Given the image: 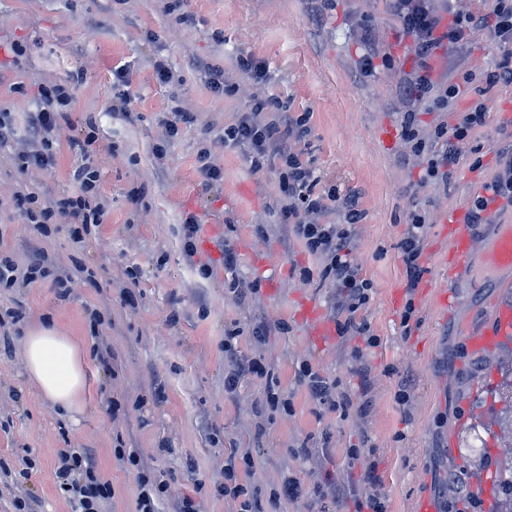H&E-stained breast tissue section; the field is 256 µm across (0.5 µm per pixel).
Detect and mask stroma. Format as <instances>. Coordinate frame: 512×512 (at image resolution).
I'll return each mask as SVG.
<instances>
[{"label":"stroma","instance_id":"stroma-1","mask_svg":"<svg viewBox=\"0 0 512 512\" xmlns=\"http://www.w3.org/2000/svg\"><path fill=\"white\" fill-rule=\"evenodd\" d=\"M370 21L379 48L402 59L397 22L385 0H183L168 13L161 0H0V115L16 141L27 138L28 113L40 109L39 86L70 81L75 99L72 127L95 122L101 144L94 154L109 217L85 245L59 230L46 248L58 261L79 257L84 270L67 297L52 278L20 288H0V311L17 323L0 329V461L13 475L0 481V512H71L56 485L60 453L88 449L109 480L114 496L106 512H136L141 469L169 485L171 495H193L201 512H227L214 488L223 483L224 451L255 450L253 479L261 484L293 473L308 484L325 477L349 480L344 460L360 448L362 462L379 459L380 487L389 512H414L428 499L436 512H486L485 502L452 491L451 475L472 472L467 448L474 436L501 456L494 419L501 403L481 400L483 384L512 383V356L504 350L477 354L468 348L469 325L512 301L502 276L480 264L448 276L447 214L470 207L497 171L501 151L512 147V117L503 106L512 90L491 91L490 121L462 148L447 187L425 184L422 171L400 140V68L363 69L366 50L359 28ZM26 46L10 53L12 42ZM251 57L260 78L239 71ZM164 65L171 82L156 78ZM220 66L237 85L219 98L207 87L208 71ZM129 79L128 115L113 112V74ZM278 99L295 113H309L305 157L319 190L355 196L363 219L350 259L372 284L371 299L358 313L380 343L334 335L329 316L333 293L318 275L317 260L288 233L280 214L274 168L253 171L249 149L224 144V129L248 111L252 95ZM192 113L193 123L169 148L158 167L152 145L174 110ZM210 144L224 181L205 188L197 154ZM12 146L0 147V249L26 263L31 233L13 205L16 193L45 198L72 191L78 162L67 139L54 146L52 176L22 173ZM481 167H474V160ZM415 210L430 212L424 245L426 272L416 292V316L403 327L405 269L399 244ZM201 222L197 253L186 262L180 235L184 212ZM237 255L224 268V249ZM310 268L303 282L296 269ZM260 282L256 295L240 296L231 283ZM132 290L134 303L124 292ZM448 290L456 300L443 309L434 298ZM104 317L91 328L89 314ZM287 333L275 331L277 322ZM51 322L75 339L86 355L85 407L77 418L44 401L25 373L22 343L28 331ZM270 325L262 347L250 331ZM330 329L325 341L318 326ZM239 327L237 352L262 354L281 391L294 400L292 416L277 418L258 435L256 406L266 392L262 379L224 392V331ZM340 380L361 413L341 418L298 387L302 362ZM406 401H398V391ZM370 435L376 450L361 448ZM328 447L326 466L301 460V442ZM137 450L141 468L115 457ZM27 476H20L24 462Z\"/></svg>","mask_w":512,"mask_h":512}]
</instances>
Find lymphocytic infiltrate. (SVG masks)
Segmentation results:
<instances>
[{
	"label": "lymphocytic infiltrate",
	"instance_id": "lymphocytic-infiltrate-1",
	"mask_svg": "<svg viewBox=\"0 0 512 512\" xmlns=\"http://www.w3.org/2000/svg\"><path fill=\"white\" fill-rule=\"evenodd\" d=\"M397 18L400 31L409 41L408 50L414 65L404 73L401 102L404 106L400 123L401 137L414 157L425 165L428 180L447 185L460 156V146L485 128L490 119L486 94L496 87L512 88V53L504 55L491 66H471L449 73L435 72L431 61L437 50H454L470 43L480 32L492 33L500 43L512 44V0H490L485 10L457 9V0H388ZM38 96L43 109L29 113L30 140L14 154L19 169L25 172H49L55 166L56 143L64 110L74 100L66 81L40 86ZM426 106L450 113L451 121L436 124L430 135H421L417 110ZM310 133L308 114L293 115L287 106L271 98L253 96L252 107L233 125L225 128V142L244 145L249 149L251 166L261 171L269 162H277L281 215L289 233L300 239L306 251L321 262L320 276L331 282L335 293L331 305L339 335H358L368 346H376L377 336L370 332L366 321L357 319V312L368 299L370 284L359 276L349 260L351 244L360 214L355 201L336 192L318 193V178L300 148ZM99 140L94 122H87L78 133L71 135L70 144L79 152L80 160L73 169L75 192H66L47 199L36 192L20 194L16 207L23 213L40 239L68 225L73 243L84 244L95 236L108 216L100 190V172L91 160V150ZM340 209L345 213L341 224L321 223L323 213ZM428 213H413L410 226L400 242L402 262L406 271V302L403 322H410L415 313L413 297L422 281V262ZM73 267L50 268L45 250H38L19 266L10 256H0V288L27 285L37 278L54 276L59 286L71 283ZM239 329L227 330L224 336V391L235 393L243 379L269 378V368L263 356L243 357L237 354L234 341ZM299 387L328 411L347 416L352 402L340 390L338 380L323 376L309 363H302L296 374ZM348 467L359 468L357 480L344 483L328 482L306 488L295 474L282 475L269 489L247 479L253 467L250 453L231 448L224 452V481L216 488L218 495L235 505V512H259L262 499L277 503L313 498L319 512H330L342 502L354 505V512H386L385 498L377 479V462L360 466V451L348 449ZM59 491L68 500L72 512H104L112 498L109 482L98 474L95 460L87 449L71 448L62 453L55 472Z\"/></svg>",
	"mask_w": 512,
	"mask_h": 512
}]
</instances>
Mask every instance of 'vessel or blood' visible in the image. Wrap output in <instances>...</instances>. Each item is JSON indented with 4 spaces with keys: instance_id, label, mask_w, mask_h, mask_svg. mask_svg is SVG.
I'll list each match as a JSON object with an SVG mask.
<instances>
[{
    "instance_id": "vessel-or-blood-1",
    "label": "vessel or blood",
    "mask_w": 512,
    "mask_h": 512,
    "mask_svg": "<svg viewBox=\"0 0 512 512\" xmlns=\"http://www.w3.org/2000/svg\"><path fill=\"white\" fill-rule=\"evenodd\" d=\"M443 232L448 237V272L457 274L464 271L476 251H484L490 268L512 267V228L501 230L490 245H482L477 239L469 214L464 210L449 212L443 225ZM512 337V304L496 308L472 326L465 340L473 351L491 349Z\"/></svg>"
}]
</instances>
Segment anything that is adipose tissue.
<instances>
[{"label":"adipose tissue","mask_w":512,"mask_h":512,"mask_svg":"<svg viewBox=\"0 0 512 512\" xmlns=\"http://www.w3.org/2000/svg\"><path fill=\"white\" fill-rule=\"evenodd\" d=\"M24 363L41 397L69 415L84 407V353L78 344L56 328L40 326L26 336Z\"/></svg>","instance_id":"obj_1"}]
</instances>
